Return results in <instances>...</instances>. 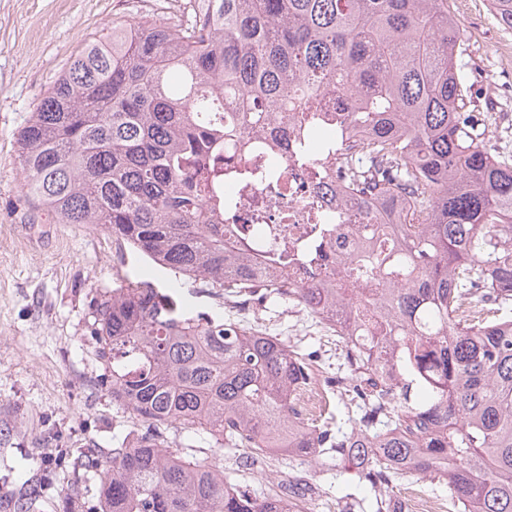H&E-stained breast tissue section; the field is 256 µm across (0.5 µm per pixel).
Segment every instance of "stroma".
I'll list each match as a JSON object with an SVG mask.
<instances>
[{
  "mask_svg": "<svg viewBox=\"0 0 512 512\" xmlns=\"http://www.w3.org/2000/svg\"><path fill=\"white\" fill-rule=\"evenodd\" d=\"M185 0H0V512H96L99 480L85 455L106 457L131 426L112 399L91 334L94 309L133 280L178 284L188 313L226 316L221 289L175 276L111 235L60 224L22 188L16 134L85 45L143 16L179 17ZM468 33L476 105L512 89V57L498 55L512 32L496 27L487 0H451ZM246 318L317 357L323 381L336 375V343L305 312L250 303ZM172 448L231 469L235 459L202 431L165 429ZM318 490L308 512H342L344 495L373 500L353 480L336 483L306 461Z\"/></svg>",
  "mask_w": 512,
  "mask_h": 512,
  "instance_id": "35a3bbf8",
  "label": "stroma"
}]
</instances>
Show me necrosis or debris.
<instances>
[{"mask_svg":"<svg viewBox=\"0 0 512 512\" xmlns=\"http://www.w3.org/2000/svg\"><path fill=\"white\" fill-rule=\"evenodd\" d=\"M341 103L339 95H327L314 115L315 129L335 133L334 145L292 133L283 146L258 135L247 177L228 190L235 212L224 220L225 240L243 242L262 273L287 274L303 288L380 287V280L365 282L350 269V256L363 245L357 226L367 220L400 234L398 219L411 207L406 196L387 211L370 195L347 192L331 156L366 130L339 112Z\"/></svg>","mask_w":512,"mask_h":512,"instance_id":"necrosis-or-debris-1","label":"necrosis or debris"}]
</instances>
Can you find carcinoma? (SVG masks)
Listing matches in <instances>:
<instances>
[{"label": "carcinoma", "mask_w": 512, "mask_h": 512, "mask_svg": "<svg viewBox=\"0 0 512 512\" xmlns=\"http://www.w3.org/2000/svg\"><path fill=\"white\" fill-rule=\"evenodd\" d=\"M179 24L142 19L86 44L17 133L23 187L61 224L112 232L155 265L224 290L336 318V386L350 429L305 423L294 393L305 355L229 319L189 316L173 292L131 282L97 304L112 400L133 429L99 471V512H304L316 486L294 465L257 495L235 472L164 445L201 429L238 467L267 449L336 462L403 512L401 476L448 487L460 512H512V150L488 148L472 107L467 38L448 0H190ZM512 31V0H489ZM334 89L369 131L336 154L347 185L388 204L408 195L413 232L366 238L350 263L383 277L372 297L257 272L224 243L225 148L239 167L282 113L299 122Z\"/></svg>", "instance_id": "1"}]
</instances>
